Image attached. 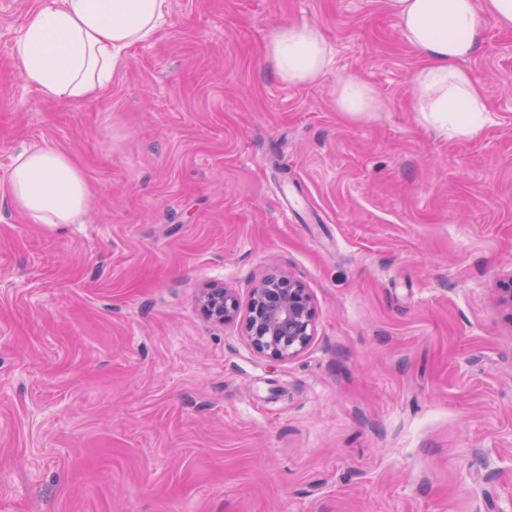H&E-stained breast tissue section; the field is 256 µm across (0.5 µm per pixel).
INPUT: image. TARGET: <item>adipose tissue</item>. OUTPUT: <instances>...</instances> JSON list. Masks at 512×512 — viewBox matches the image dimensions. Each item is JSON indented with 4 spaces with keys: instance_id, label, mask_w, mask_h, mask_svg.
Returning a JSON list of instances; mask_svg holds the SVG:
<instances>
[{
    "instance_id": "ef3b65f1",
    "label": "adipose tissue",
    "mask_w": 512,
    "mask_h": 512,
    "mask_svg": "<svg viewBox=\"0 0 512 512\" xmlns=\"http://www.w3.org/2000/svg\"><path fill=\"white\" fill-rule=\"evenodd\" d=\"M404 40L425 60L412 88L413 110L440 132L475 136L489 121L480 85L465 63L486 22L512 28V0H387ZM167 20V0H51L33 10L14 52L25 82L62 105L90 102L110 86L122 53L153 38ZM276 76L294 86L315 83L332 62L319 30L275 29L266 47ZM336 109L362 117L382 109L355 75L336 84ZM12 203L41 224H73L87 215L89 187L65 153L31 147L14 160Z\"/></svg>"
}]
</instances>
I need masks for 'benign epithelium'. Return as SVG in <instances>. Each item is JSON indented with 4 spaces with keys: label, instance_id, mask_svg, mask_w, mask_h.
<instances>
[{
    "label": "benign epithelium",
    "instance_id": "7a95c632",
    "mask_svg": "<svg viewBox=\"0 0 512 512\" xmlns=\"http://www.w3.org/2000/svg\"><path fill=\"white\" fill-rule=\"evenodd\" d=\"M197 303L203 315L218 324L235 320L241 311L235 291L218 282L200 289ZM244 320L251 346L273 361L284 362L310 344L316 308L303 283L283 271H273L252 289Z\"/></svg>",
    "mask_w": 512,
    "mask_h": 512
}]
</instances>
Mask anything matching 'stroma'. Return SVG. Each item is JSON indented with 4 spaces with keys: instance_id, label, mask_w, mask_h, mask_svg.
<instances>
[{
    "instance_id": "stroma-1",
    "label": "stroma",
    "mask_w": 512,
    "mask_h": 512,
    "mask_svg": "<svg viewBox=\"0 0 512 512\" xmlns=\"http://www.w3.org/2000/svg\"><path fill=\"white\" fill-rule=\"evenodd\" d=\"M46 2L0 0V512H512V29L466 64L489 124L447 137L385 0H168L75 105L13 53ZM287 23L332 50L314 84L266 57ZM346 74L381 111H337ZM32 146L82 168L83 223L9 205ZM272 269L316 308L285 362L197 304Z\"/></svg>"
}]
</instances>
